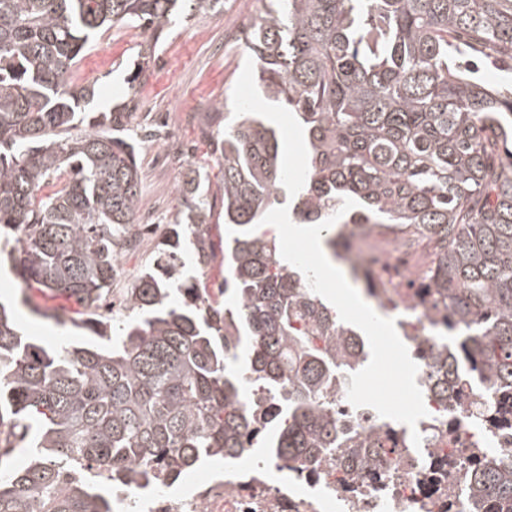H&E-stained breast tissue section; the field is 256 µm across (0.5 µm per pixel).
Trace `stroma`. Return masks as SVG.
Here are the masks:
<instances>
[{
    "mask_svg": "<svg viewBox=\"0 0 512 512\" xmlns=\"http://www.w3.org/2000/svg\"><path fill=\"white\" fill-rule=\"evenodd\" d=\"M259 8L258 0H225L221 12L176 20L145 65L138 57L143 36L136 29L97 35L81 59V73L95 83V94L85 107L87 117L124 101L130 104L121 136L133 145L141 164L142 195L135 221L154 226L136 249L119 255L121 276L114 280L113 291L130 287L153 266L158 243L183 208L181 186L188 171L199 170L205 187L214 188L218 167L205 130L216 103L231 113L250 105L278 113L275 126L284 165L290 173L300 172V130L279 104L262 101L252 60L236 40L242 24ZM132 75L137 81L131 86L127 80ZM14 244L13 236H0V301L11 304L20 330L49 349L95 344V337L74 320L49 319L51 311L73 309L65 296L35 290L33 307L21 304L18 282L8 271Z\"/></svg>",
    "mask_w": 512,
    "mask_h": 512,
    "instance_id": "1",
    "label": "stroma"
}]
</instances>
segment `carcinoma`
<instances>
[{
  "label": "carcinoma",
  "mask_w": 512,
  "mask_h": 512,
  "mask_svg": "<svg viewBox=\"0 0 512 512\" xmlns=\"http://www.w3.org/2000/svg\"><path fill=\"white\" fill-rule=\"evenodd\" d=\"M259 3L238 40L264 96L305 135L297 217L317 224L357 202L325 231L333 254L354 225L428 240L435 265L419 291L456 340L430 364L427 393L453 399L480 381L512 397V90L455 57L464 46L512 67V0ZM185 6L217 12L224 0H0V229L20 236L13 271L72 299L93 335L120 331L110 348L49 350L0 306V461L38 447L0 478V512H112L113 485L162 487L260 437L284 466L367 444L336 427V393L367 357L357 332L259 232L288 170L275 130L250 114L210 132L221 210L198 177L184 181L156 267L124 289L120 320L101 313L118 255L139 244L142 183L117 136L127 107L83 124L91 85L75 66L97 31L124 26L145 35L148 63ZM216 215L235 226L224 306L179 282L184 229L206 266ZM468 480V512H512V465L479 464Z\"/></svg>",
  "instance_id": "1"
}]
</instances>
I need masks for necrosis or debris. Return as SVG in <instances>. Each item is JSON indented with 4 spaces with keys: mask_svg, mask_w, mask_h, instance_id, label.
I'll return each mask as SVG.
<instances>
[{
    "mask_svg": "<svg viewBox=\"0 0 512 512\" xmlns=\"http://www.w3.org/2000/svg\"><path fill=\"white\" fill-rule=\"evenodd\" d=\"M365 240V235L355 236V258L386 283L374 306L404 323L417 375L425 377L431 357L451 343L414 288L431 265L429 254L409 252L395 242L369 249ZM336 401L339 428L380 435L382 447L340 448L318 457L309 469L242 461L226 466L223 478L202 483L188 497L129 483L113 495L112 512H464L473 449L491 461L512 451V431L494 428L482 406L429 401L426 417L417 423L422 441L416 445L408 437L394 438L374 409L351 405L346 392H339Z\"/></svg>",
    "mask_w": 512,
    "mask_h": 512,
    "instance_id": "obj_1",
    "label": "necrosis or debris"
}]
</instances>
